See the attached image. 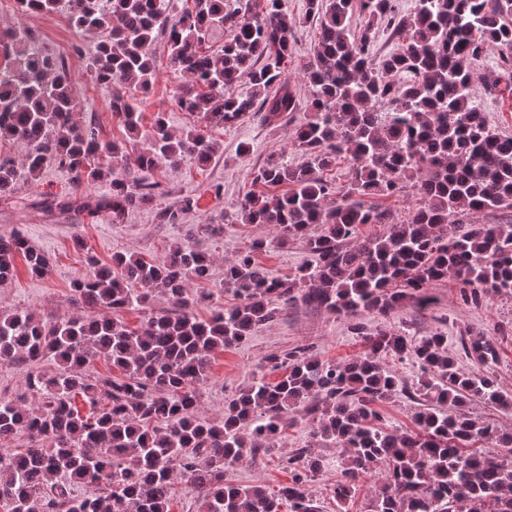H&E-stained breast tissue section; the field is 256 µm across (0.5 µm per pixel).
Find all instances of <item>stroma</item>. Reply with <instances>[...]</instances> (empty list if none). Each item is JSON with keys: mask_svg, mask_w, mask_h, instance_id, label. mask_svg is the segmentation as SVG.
<instances>
[{"mask_svg": "<svg viewBox=\"0 0 512 512\" xmlns=\"http://www.w3.org/2000/svg\"><path fill=\"white\" fill-rule=\"evenodd\" d=\"M284 7L297 22L291 39L288 74L303 95L307 88L299 66L313 49L319 25L316 20L305 19L306 0H284ZM25 22L38 33L46 48L68 63L78 90L80 119L95 117L103 136L125 142L128 158H135L141 144L130 140L123 125L112 116L111 89L97 83L86 70L87 54L95 44L93 36L77 34L61 13L30 15ZM152 51L157 72L150 94L139 102L144 120H151L155 112L163 111L175 129L198 125L196 116L181 111L176 104L182 78L167 63L164 39H157ZM501 67L498 50H491L474 69L472 91L483 104L489 122L499 131L512 135V100L491 87ZM300 119L297 113L287 116L274 131L248 118L232 126H202L204 134L217 145L208 165L198 166L193 158L187 157L177 169L162 165L148 172V179L160 182L165 191L160 204L172 206L185 196L196 199V208L183 215L177 224L158 223V204L153 203L133 209L120 224L105 220L74 224L47 215L28 204V194L61 192L67 187L70 175L60 168H46L38 181L20 185L10 203H0V233H22L30 246L49 257L51 272L44 277L32 276L24 257H17L13 277L0 283V311L30 310L46 319L79 312L71 287L75 280L88 274V257H96L102 263L110 262L116 253L156 259L164 256L173 243L186 238L213 259L210 278L194 283L191 288L192 294L207 296L195 308L197 317L204 319L215 306L228 308L236 304L233 289L224 284V267L251 242H266L265 251L257 259L271 275L281 276L310 262L311 256L302 242L280 245L271 226L245 223L236 209L237 203L254 188V171L269 157L281 156L289 163H300V156L289 146V137ZM244 143L249 144V153H240L239 147ZM218 220L224 227L221 235L213 237L199 232V225ZM78 238L83 240V248L75 247ZM431 292L436 302L426 311H418L412 302L405 301L388 316H366L368 332L404 329L417 339L437 331L446 332L448 347L455 353V366L463 373H479L483 367L459 352L461 336L468 333L492 336L499 352L494 375L501 391L512 394V294L490 295L475 307L462 304L453 280L435 282ZM298 346L312 347L319 359L336 363L354 359L366 351L361 339L353 336L348 320L297 304L283 311L276 321L256 327L244 342L212 355L208 379L197 388L201 415L211 419L222 417L225 399L236 391L259 379L277 381L279 375L270 371L268 356ZM388 365L404 390L386 401L381 412L392 425L413 429V417L419 406L406 397L405 391L415 388L418 369L411 363L393 359ZM312 428L305 417L295 416L285 429L277 451L245 458L228 472V481L278 491L289 481L286 459L297 449L306 448L324 461L322 470L308 485L309 493L321 512H336L332 488L340 477L342 458L338 449L313 440Z\"/></svg>", "mask_w": 512, "mask_h": 512, "instance_id": "35a3bbf8", "label": "stroma"}]
</instances>
